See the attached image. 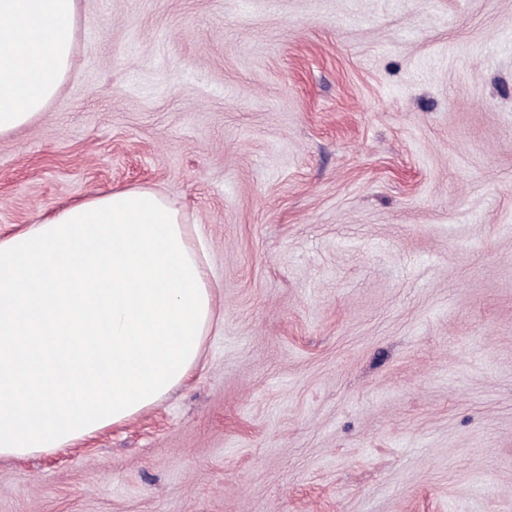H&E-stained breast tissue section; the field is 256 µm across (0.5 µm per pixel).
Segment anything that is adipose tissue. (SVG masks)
Masks as SVG:
<instances>
[{
  "mask_svg": "<svg viewBox=\"0 0 512 512\" xmlns=\"http://www.w3.org/2000/svg\"><path fill=\"white\" fill-rule=\"evenodd\" d=\"M76 17L77 0H0V137L59 91ZM205 257L144 187L0 236V457L70 447L185 382L214 313Z\"/></svg>",
  "mask_w": 512,
  "mask_h": 512,
  "instance_id": "adipose-tissue-1",
  "label": "adipose tissue"
}]
</instances>
